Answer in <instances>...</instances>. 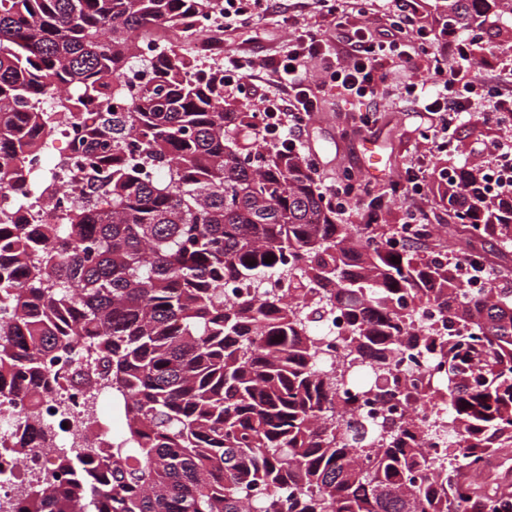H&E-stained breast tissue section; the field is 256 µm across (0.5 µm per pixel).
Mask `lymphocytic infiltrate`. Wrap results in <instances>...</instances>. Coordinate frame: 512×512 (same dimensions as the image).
I'll return each mask as SVG.
<instances>
[{
	"label": "lymphocytic infiltrate",
	"mask_w": 512,
	"mask_h": 512,
	"mask_svg": "<svg viewBox=\"0 0 512 512\" xmlns=\"http://www.w3.org/2000/svg\"><path fill=\"white\" fill-rule=\"evenodd\" d=\"M393 3L388 27L374 30L365 24L355 28L346 53L332 56L333 64L327 68L323 82L335 86L342 100L373 104L389 95L392 87L387 82L388 68L410 63L415 47L428 42V32L414 28L407 0H393ZM320 11L326 20L322 28L301 24L298 16H288L293 49L286 56L266 61V88L258 96L257 139L296 156L301 153L302 134L317 110V97L307 78V64L313 58L330 56L331 33L343 29L348 14L343 0H322ZM223 65L225 96L243 94L248 80L255 75L256 62L246 51L228 48L224 51ZM481 65V60L472 58L463 44L455 47L447 60H434L430 67L435 77L433 87L418 82L405 85V95L417 102L430 123L440 127L442 135L432 141V150L452 151L453 143L445 134L461 118L488 122L501 113L512 112V90L493 88L480 75ZM393 188L404 192L409 201L403 211V223H430L429 212L419 203L428 189L420 170L407 168L403 179L394 182ZM323 196L339 216L354 214L362 224L388 221L389 200L385 194H373L369 184L349 180L327 184Z\"/></svg>",
	"instance_id": "1"
}]
</instances>
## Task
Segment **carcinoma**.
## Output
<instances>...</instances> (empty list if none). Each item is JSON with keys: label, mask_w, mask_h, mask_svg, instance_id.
<instances>
[{"label": "carcinoma", "mask_w": 512, "mask_h": 512, "mask_svg": "<svg viewBox=\"0 0 512 512\" xmlns=\"http://www.w3.org/2000/svg\"><path fill=\"white\" fill-rule=\"evenodd\" d=\"M214 6L0 0V192L17 203L0 212V395L50 400L51 364L80 340L97 378L124 385L126 418L78 481L45 479L17 512H512L509 473L487 475L512 453V288L491 276L469 295L458 273L490 266L481 239L512 255V200L466 166L468 208L447 181L451 222L404 225L453 264L391 247L382 224L336 223L296 158L237 143L254 116L224 107V68L172 42L142 55L139 36ZM436 9L469 30L512 15V0ZM136 62L152 80L124 81ZM67 125L82 129L81 195L55 220L16 222L48 177L30 161ZM280 272L287 301L264 290ZM410 302L434 305L447 332ZM334 310L348 323L341 368L320 360ZM404 351L430 358L428 397L448 420L366 424L340 390L367 364L381 368L374 399L408 398Z\"/></svg>", "instance_id": "1"}]
</instances>
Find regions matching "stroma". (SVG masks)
Here are the masks:
<instances>
[{"instance_id":"obj_1","label":"stroma","mask_w":512,"mask_h":512,"mask_svg":"<svg viewBox=\"0 0 512 512\" xmlns=\"http://www.w3.org/2000/svg\"><path fill=\"white\" fill-rule=\"evenodd\" d=\"M315 3L316 0H278L281 14L269 15L235 30L227 44L231 47L247 45L260 61L269 59L273 54L285 55L288 50L289 31L282 21V13L304 8L302 23L314 26L322 21ZM412 7L416 23L433 35V52L444 55L448 52L449 42L473 41L475 51L486 56L482 67L483 75H498L499 60L488 55L487 50L490 46L512 37V16L491 15L481 27L458 33L451 38L445 32V19L434 14L432 0H413ZM356 111V105L342 103L335 90L328 88L320 91L318 110L304 139L305 149L318 160L321 175L328 181H339L349 175L358 181H372L377 189H389L393 181L403 177L406 167L416 162L427 117L425 113L418 111L415 103L398 95L377 102L372 115L373 122L370 127L365 128L364 135L370 136L375 142L382 157L384 173L372 179L366 172L367 158L359 137L345 134ZM511 135L498 125H477L464 119L456 123L450 131L452 140L458 146L457 151L435 155L434 160L440 167L450 170L466 166L470 161L483 160L482 148L486 141H504Z\"/></svg>"}]
</instances>
